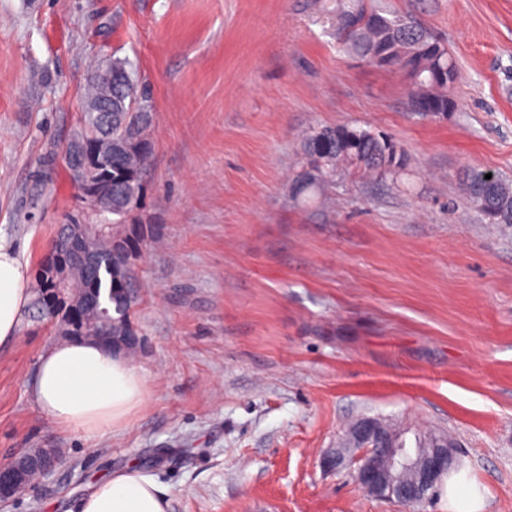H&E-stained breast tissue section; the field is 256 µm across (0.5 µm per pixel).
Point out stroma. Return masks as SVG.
Wrapping results in <instances>:
<instances>
[{
    "label": "stroma",
    "instance_id": "obj_1",
    "mask_svg": "<svg viewBox=\"0 0 512 512\" xmlns=\"http://www.w3.org/2000/svg\"><path fill=\"white\" fill-rule=\"evenodd\" d=\"M333 0H0V241L38 281L61 225L94 224L65 169L94 60L134 62L155 125L131 320L145 402L121 428L64 433L31 398L60 331L37 303L0 345V463L60 448L0 512H74L135 464L169 512H448L328 470L370 417L459 446L483 512H512V225L465 200L469 166L512 183V0H388L448 45L447 117L407 105L401 74L339 52ZM371 127L408 155L397 181L355 168L295 200L301 137Z\"/></svg>",
    "mask_w": 512,
    "mask_h": 512
}]
</instances>
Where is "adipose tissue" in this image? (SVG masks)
Masks as SVG:
<instances>
[{
	"instance_id": "adipose-tissue-1",
	"label": "adipose tissue",
	"mask_w": 512,
	"mask_h": 512,
	"mask_svg": "<svg viewBox=\"0 0 512 512\" xmlns=\"http://www.w3.org/2000/svg\"><path fill=\"white\" fill-rule=\"evenodd\" d=\"M34 290L27 264L0 244V344L14 339ZM145 378L131 359L91 339L63 340L39 357L30 395L59 429L104 433L125 425L143 404ZM169 492L130 465L98 482L76 512H168Z\"/></svg>"
}]
</instances>
